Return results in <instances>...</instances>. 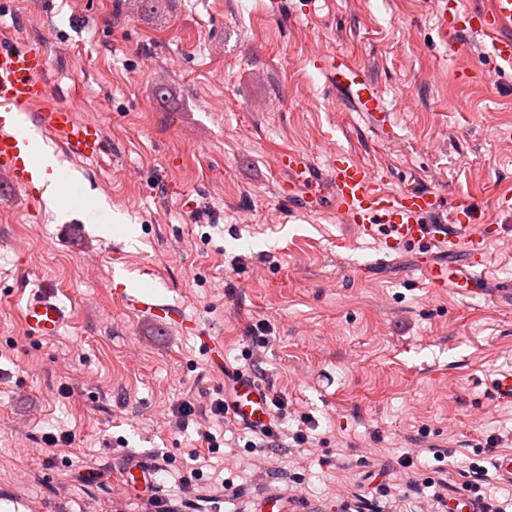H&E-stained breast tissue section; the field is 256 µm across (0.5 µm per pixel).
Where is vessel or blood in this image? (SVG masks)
<instances>
[{
    "label": "vessel or blood",
    "mask_w": 512,
    "mask_h": 512,
    "mask_svg": "<svg viewBox=\"0 0 512 512\" xmlns=\"http://www.w3.org/2000/svg\"><path fill=\"white\" fill-rule=\"evenodd\" d=\"M443 31L464 33L488 40L489 54L499 64L512 65V0H483L482 4L463 12L441 15ZM46 58L30 45L0 48V173L10 185L25 187L39 172L41 146L67 148L83 159L98 158L105 150L99 126L78 120L65 105L38 113L34 131L14 121L10 108L30 109L44 101ZM318 70L329 86L352 88L351 96L340 104L350 112H366L382 104L370 84L364 68L350 64L332 52L322 53ZM278 167L288 175L289 184L311 182L315 171L308 160L288 153L278 160ZM334 207L337 215L355 224L360 235L371 236L377 227L388 230V248L413 246L424 256L423 274L431 287L457 288L484 280L487 251L480 232L489 214L468 204L455 206L449 221L439 220L441 204L429 191L392 194L385 191L374 173L366 166L346 157H337L330 169ZM118 298L128 307L158 318H184L182 307L160 297L152 289L120 288ZM24 325L31 336H56L71 321L67 308L46 289L34 291L22 309ZM232 416L243 425L262 432L272 427V413L266 389L246 376L235 377L232 385ZM156 461L133 455L124 462V483L134 493L151 495L155 488Z\"/></svg>",
    "instance_id": "vessel-or-blood-1"
}]
</instances>
